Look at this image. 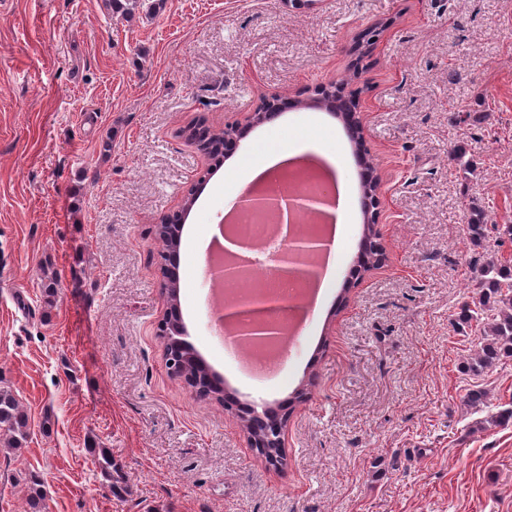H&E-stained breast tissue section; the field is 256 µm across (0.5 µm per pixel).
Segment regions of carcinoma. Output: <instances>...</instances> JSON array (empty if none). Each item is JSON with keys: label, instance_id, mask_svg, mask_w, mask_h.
Here are the masks:
<instances>
[{"label": "carcinoma", "instance_id": "cac0c4a2", "mask_svg": "<svg viewBox=\"0 0 512 512\" xmlns=\"http://www.w3.org/2000/svg\"><path fill=\"white\" fill-rule=\"evenodd\" d=\"M112 9L125 15L137 11L148 17L156 14V3L152 0H112ZM449 160L463 180L472 185L479 183L481 171L477 161L467 146L459 143L449 152ZM487 213L471 208L465 226L469 243L474 247L482 245L487 231ZM474 288L478 290V301L461 308L455 328L460 332L478 329L482 339L473 356L465 366V371L479 376L504 358H512V260L490 259L479 263L473 271ZM167 353L174 364L189 374L192 386L197 381H206L201 364L196 362L200 353L196 349L170 345ZM28 418L19 402L9 390H0V430L4 437L0 446L19 450L27 440ZM25 512H45L42 484L35 479L28 487Z\"/></svg>", "mask_w": 512, "mask_h": 512}]
</instances>
